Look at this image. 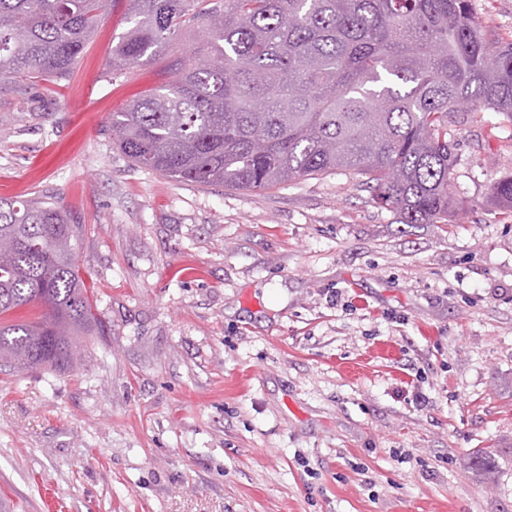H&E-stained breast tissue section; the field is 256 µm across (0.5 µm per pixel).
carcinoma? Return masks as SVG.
<instances>
[{"label":"carcinoma","mask_w":512,"mask_h":512,"mask_svg":"<svg viewBox=\"0 0 512 512\" xmlns=\"http://www.w3.org/2000/svg\"><path fill=\"white\" fill-rule=\"evenodd\" d=\"M116 0H0V91L43 112ZM112 71L163 52L188 27L207 51L112 114L138 167L180 182L270 189L352 171L399 223L449 224L454 126L512 122V40L488 38L471 0H127ZM487 201L512 216V174ZM80 222L52 199L0 197V366L68 370L103 332L74 259ZM34 319L12 315L31 306Z\"/></svg>","instance_id":"cac0c4a2"}]
</instances>
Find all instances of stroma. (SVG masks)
Returning a JSON list of instances; mask_svg holds the SVG:
<instances>
[{
  "label": "stroma",
  "mask_w": 512,
  "mask_h": 512,
  "mask_svg": "<svg viewBox=\"0 0 512 512\" xmlns=\"http://www.w3.org/2000/svg\"><path fill=\"white\" fill-rule=\"evenodd\" d=\"M472 7L512 39V0ZM127 28L118 0L47 111L0 93V196L79 216L105 327L68 371L0 369V512H512V125L458 126L445 226L354 174L174 181L105 128L203 34L106 81ZM487 201L502 214L512 217V174L494 182L487 193Z\"/></svg>",
  "instance_id": "35a3bbf8"
}]
</instances>
